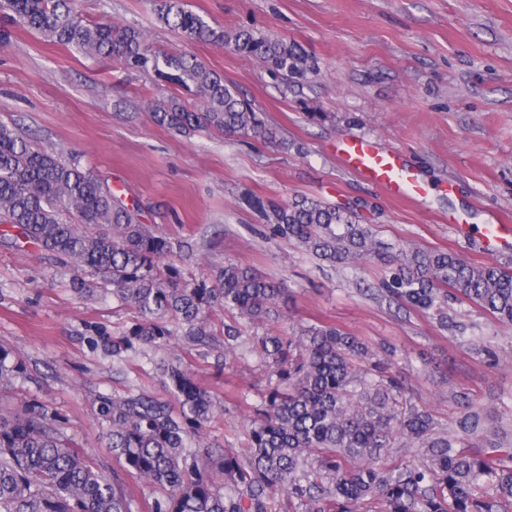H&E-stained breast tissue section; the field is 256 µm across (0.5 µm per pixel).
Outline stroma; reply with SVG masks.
<instances>
[{"mask_svg":"<svg viewBox=\"0 0 512 512\" xmlns=\"http://www.w3.org/2000/svg\"><path fill=\"white\" fill-rule=\"evenodd\" d=\"M215 26H248L295 43L315 66L302 78L274 75L230 47L189 43L158 18L153 0H74L85 17L141 29L152 50L191 54L237 86L275 128L273 142L157 125L162 99L194 105V93L154 72L126 68L10 27L0 41V123L21 128L47 151L76 157L107 179L142 223L185 237L180 260L197 277L225 260L285 280L290 327L327 323L373 348L396 351L393 373L413 403L442 429L459 415L454 392L484 407L490 427H512V325L472 304L456 305V327L371 295L400 247L415 244L475 264L512 269V252L487 250L485 227L512 226V0H186ZM356 138L400 153L424 188L395 198L347 169L337 144ZM301 196L357 209L376 225L380 256L334 268L267 236L251 197ZM137 318L111 296L78 298L69 274L22 238L0 236V346L27 367L0 406L30 400L64 419L65 436L111 472L117 461L100 433L91 396L166 391L155 365L178 355L211 393L217 412L208 440L237 449L250 428L247 401L269 384L256 357L225 363L224 327L212 341L178 339L115 364L105 346ZM494 350L498 363L485 352Z\"/></svg>","mask_w":512,"mask_h":512,"instance_id":"35a3bbf8","label":"stroma"}]
</instances>
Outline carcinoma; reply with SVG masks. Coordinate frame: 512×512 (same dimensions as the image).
<instances>
[{
    "label": "carcinoma",
    "instance_id": "obj_1",
    "mask_svg": "<svg viewBox=\"0 0 512 512\" xmlns=\"http://www.w3.org/2000/svg\"><path fill=\"white\" fill-rule=\"evenodd\" d=\"M163 23L190 43L230 46L294 77L308 71L293 43L252 28L231 34L181 0H156ZM0 12L47 41L103 61L152 70L168 83L194 87L204 111L176 97L155 104L153 120L181 132L198 127L257 141L276 137L264 114L237 87L197 58L155 52L134 26L92 21L73 0H0ZM271 238L284 239L332 267L353 266L379 250L373 225L359 214L301 196L289 203L254 201ZM0 223L68 268L84 297L110 294L137 320L112 338V356L160 347L181 334L210 340L209 316L224 325V359L249 328L280 322L285 282L235 260L188 280L175 263L189 249L156 235L107 182L72 159L40 149L0 125ZM377 295L453 323L449 304L469 301L512 325V272L471 264L444 250L407 245L386 270ZM275 376L251 405L247 448L212 449L201 442L215 405L176 358L159 365L175 403L151 392L94 395L102 433L120 467L107 476L61 432L62 418L33 400L0 408V512H138L128 480L163 492L151 512H270L279 496L289 512H512V442L490 437L486 412L455 395L456 432L439 430L426 407L409 403L389 361L361 338L331 324L250 337ZM26 371L0 347V392ZM418 448L422 460L391 457Z\"/></svg>",
    "mask_w": 512,
    "mask_h": 512
}]
</instances>
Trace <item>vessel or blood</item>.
Returning <instances> with one entry per match:
<instances>
[{"mask_svg":"<svg viewBox=\"0 0 512 512\" xmlns=\"http://www.w3.org/2000/svg\"><path fill=\"white\" fill-rule=\"evenodd\" d=\"M340 157L361 178L382 187L391 196L415 198L422 191L421 184L403 163L400 155L380 148L373 141H346L340 149Z\"/></svg>","mask_w":512,"mask_h":512,"instance_id":"obj_1","label":"vessel or blood"}]
</instances>
